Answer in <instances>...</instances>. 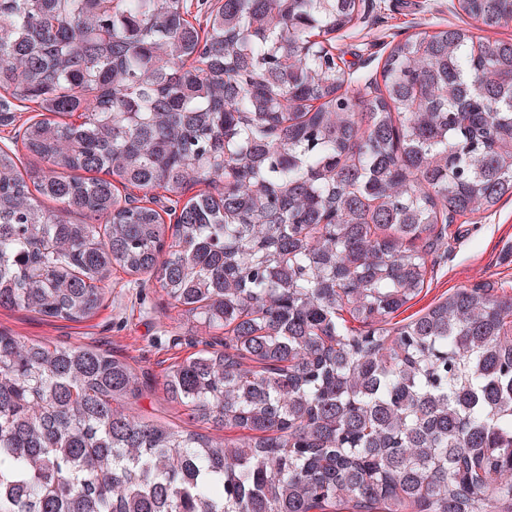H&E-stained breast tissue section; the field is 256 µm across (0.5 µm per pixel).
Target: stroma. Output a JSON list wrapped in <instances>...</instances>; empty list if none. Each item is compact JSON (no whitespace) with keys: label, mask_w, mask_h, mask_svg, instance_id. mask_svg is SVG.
Returning a JSON list of instances; mask_svg holds the SVG:
<instances>
[{"label":"stroma","mask_w":512,"mask_h":512,"mask_svg":"<svg viewBox=\"0 0 512 512\" xmlns=\"http://www.w3.org/2000/svg\"><path fill=\"white\" fill-rule=\"evenodd\" d=\"M449 26L475 31L480 23L460 10L457 0H363L354 26L337 38L336 51L354 65L357 79L375 78L396 43ZM2 101L11 119L0 122V147L17 150L21 170L40 168V161L22 149L25 125L38 114L35 104L8 99L0 91ZM427 265L422 292L396 313L395 322L406 323L459 290L512 286V196L489 211L459 219L438 251L428 255ZM0 329L30 341L112 352L152 380L150 394L133 404V413L174 424L180 423L182 411L166 400V369L193 353L194 340L206 337L179 315L155 280L144 275L134 279L119 270L105 281L103 302L90 319L48 320L24 309L0 308Z\"/></svg>","instance_id":"obj_1"}]
</instances>
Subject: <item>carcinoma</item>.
Wrapping results in <instances>:
<instances>
[{
    "label": "carcinoma",
    "instance_id": "1",
    "mask_svg": "<svg viewBox=\"0 0 512 512\" xmlns=\"http://www.w3.org/2000/svg\"><path fill=\"white\" fill-rule=\"evenodd\" d=\"M460 9L512 27V0ZM0 0V307L83 321L118 267L222 340L170 366L193 423L142 421L143 378L0 330V512H512V294L417 297V242L512 196V39L449 27L350 88L359 0ZM224 183L174 224L118 186ZM52 201L59 210L45 206ZM76 213L72 221L63 213ZM8 101V106H1L3 101ZM8 112L12 119L8 122H0V147L5 145L10 146L13 150L16 149L18 156L21 160V164L18 162L22 173L25 174V170H34L43 167L40 161L34 160L29 157L22 145V134L27 121L34 116H37L40 112L37 111L36 105L31 102H19L11 98L8 94L0 91V120L8 119Z\"/></svg>",
    "mask_w": 512,
    "mask_h": 512
}]
</instances>
